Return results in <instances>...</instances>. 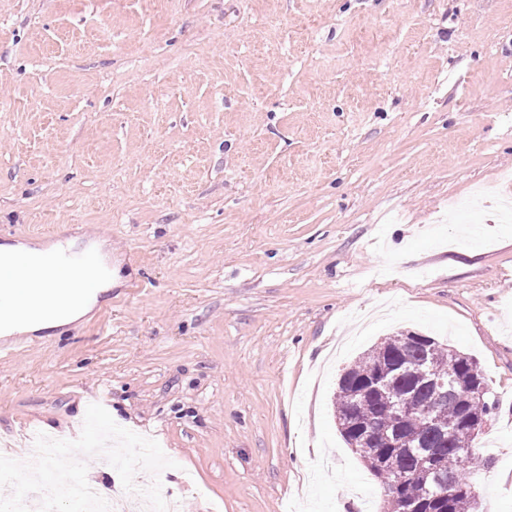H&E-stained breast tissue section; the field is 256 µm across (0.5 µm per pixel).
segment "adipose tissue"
Wrapping results in <instances>:
<instances>
[{"mask_svg": "<svg viewBox=\"0 0 512 512\" xmlns=\"http://www.w3.org/2000/svg\"><path fill=\"white\" fill-rule=\"evenodd\" d=\"M74 240L22 243H0V289L13 294L8 309L0 313V329L5 334L52 332L73 324L87 316L97 303L95 296L74 294L73 282L52 271H27L19 268L15 260L21 255H34L46 249H70ZM73 295V302L63 309L54 308L56 295Z\"/></svg>", "mask_w": 512, "mask_h": 512, "instance_id": "ef3b65f1", "label": "adipose tissue"}]
</instances>
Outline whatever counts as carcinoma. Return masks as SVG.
Masks as SVG:
<instances>
[{"label": "carcinoma", "mask_w": 512, "mask_h": 512, "mask_svg": "<svg viewBox=\"0 0 512 512\" xmlns=\"http://www.w3.org/2000/svg\"><path fill=\"white\" fill-rule=\"evenodd\" d=\"M423 335L397 334L384 339L344 370L334 396V417L346 444L354 448L370 473L386 491L379 512H479L471 490L475 464L491 459L477 452V437L467 429L482 424L497 409L485 377L475 360L447 345L435 343L434 353L422 346ZM431 360L433 375L459 381L438 401L420 372ZM384 379L378 391L370 388L375 375ZM414 395L417 402H434L435 414L460 423L457 432L426 427L418 411L407 412L397 424L383 419L399 396ZM404 479L395 483L393 468Z\"/></svg>", "instance_id": "cac0c4a2"}]
</instances>
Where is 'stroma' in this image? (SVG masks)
I'll return each instance as SVG.
<instances>
[{"instance_id":"stroma-1","label":"stroma","mask_w":512,"mask_h":512,"mask_svg":"<svg viewBox=\"0 0 512 512\" xmlns=\"http://www.w3.org/2000/svg\"><path fill=\"white\" fill-rule=\"evenodd\" d=\"M512 0H0V242L106 240L117 285L0 361V454L90 404L180 512H375L344 369L418 332L498 408L512 512Z\"/></svg>"}]
</instances>
